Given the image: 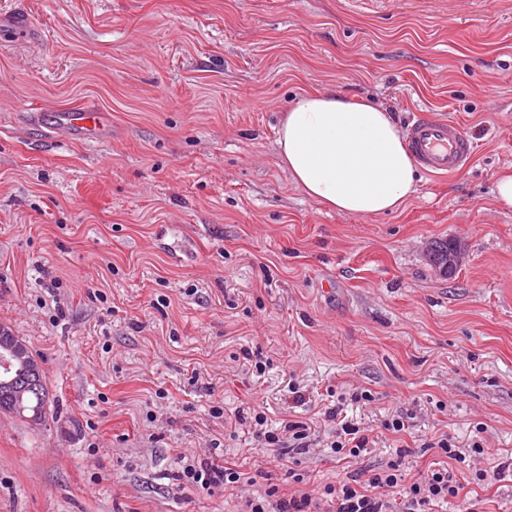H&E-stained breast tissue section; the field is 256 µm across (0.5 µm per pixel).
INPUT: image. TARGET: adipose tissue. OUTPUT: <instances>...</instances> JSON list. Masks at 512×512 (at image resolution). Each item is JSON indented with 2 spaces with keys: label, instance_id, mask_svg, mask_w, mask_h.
Masks as SVG:
<instances>
[{
  "label": "adipose tissue",
  "instance_id": "adipose-tissue-1",
  "mask_svg": "<svg viewBox=\"0 0 512 512\" xmlns=\"http://www.w3.org/2000/svg\"><path fill=\"white\" fill-rule=\"evenodd\" d=\"M280 164L311 200L375 217L401 210L417 170L392 114L336 91L303 93L277 132Z\"/></svg>",
  "mask_w": 512,
  "mask_h": 512
}]
</instances>
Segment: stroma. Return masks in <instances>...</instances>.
Listing matches in <instances>:
<instances>
[{
  "label": "stroma",
  "instance_id": "1",
  "mask_svg": "<svg viewBox=\"0 0 512 512\" xmlns=\"http://www.w3.org/2000/svg\"><path fill=\"white\" fill-rule=\"evenodd\" d=\"M329 89L402 128L452 119L475 156L395 214L327 210L276 138ZM83 101L111 138L26 120ZM506 168L512 0H0V324L49 390L43 424L0 411V512H244L394 460L419 478L442 435L482 437L464 497L512 512ZM445 238L449 278L428 259ZM357 389L372 401L344 411L375 447L343 459L327 413ZM249 408L277 444L237 423ZM186 459L244 478L205 489ZM456 248V241L453 239L440 240L435 243L431 253L432 262L440 269L443 275L451 277L456 269L455 263H458L461 259V248ZM454 251V252H453ZM452 252L448 255V253ZM451 265V266H450Z\"/></svg>",
  "mask_w": 512,
  "mask_h": 512
}]
</instances>
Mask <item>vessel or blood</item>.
<instances>
[{
    "label": "vessel or blood",
    "instance_id": "1",
    "mask_svg": "<svg viewBox=\"0 0 512 512\" xmlns=\"http://www.w3.org/2000/svg\"><path fill=\"white\" fill-rule=\"evenodd\" d=\"M32 119L80 142L101 140L112 131V121L107 112L91 102L49 113L36 112ZM404 136L416 162L434 176L457 173L474 158L472 140L450 119H418L406 128Z\"/></svg>",
    "mask_w": 512,
    "mask_h": 512
}]
</instances>
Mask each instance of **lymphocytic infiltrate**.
<instances>
[{
    "instance_id": "obj_1",
    "label": "lymphocytic infiltrate",
    "mask_w": 512,
    "mask_h": 512,
    "mask_svg": "<svg viewBox=\"0 0 512 512\" xmlns=\"http://www.w3.org/2000/svg\"><path fill=\"white\" fill-rule=\"evenodd\" d=\"M328 416L336 422V438L331 443L335 454L356 458L368 452L369 435L343 419L341 409L329 411ZM433 446L445 457V464L414 481H406L398 464L391 463L369 471L368 492L359 491L348 478L327 484L318 500L308 494L288 497L271 487L248 500L246 512H427L434 502L458 497L461 486L451 465L465 463L467 455L445 435L436 438Z\"/></svg>"
}]
</instances>
